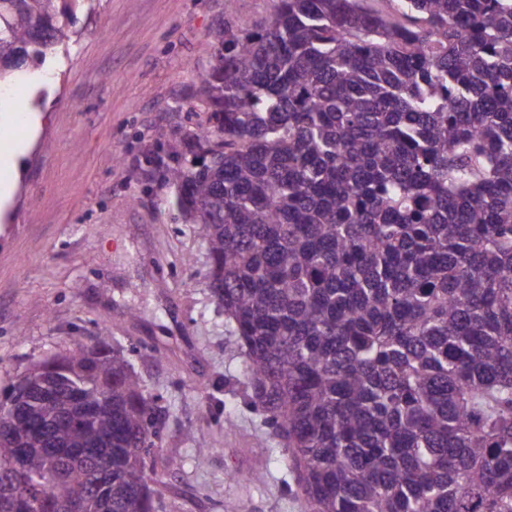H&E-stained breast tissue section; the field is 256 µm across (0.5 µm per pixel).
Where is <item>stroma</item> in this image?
<instances>
[{
	"instance_id": "stroma-1",
	"label": "stroma",
	"mask_w": 512,
	"mask_h": 512,
	"mask_svg": "<svg viewBox=\"0 0 512 512\" xmlns=\"http://www.w3.org/2000/svg\"><path fill=\"white\" fill-rule=\"evenodd\" d=\"M272 12V0H95L34 80L0 95V154L18 159L0 162L12 188L0 200V388L107 328L161 408L150 476L162 512H308L282 439L250 403L200 229L145 163L187 124L212 28ZM190 431L209 439L206 464ZM255 470L258 486L228 478Z\"/></svg>"
}]
</instances>
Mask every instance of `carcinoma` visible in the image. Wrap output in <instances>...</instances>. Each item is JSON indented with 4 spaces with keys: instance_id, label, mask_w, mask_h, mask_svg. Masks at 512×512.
Segmentation results:
<instances>
[{
    "instance_id": "1",
    "label": "carcinoma",
    "mask_w": 512,
    "mask_h": 512,
    "mask_svg": "<svg viewBox=\"0 0 512 512\" xmlns=\"http://www.w3.org/2000/svg\"><path fill=\"white\" fill-rule=\"evenodd\" d=\"M85 0H0V80ZM276 0L213 28L205 106L147 156L309 512H512V0ZM0 501L159 512L161 413L112 337L4 388Z\"/></svg>"
}]
</instances>
